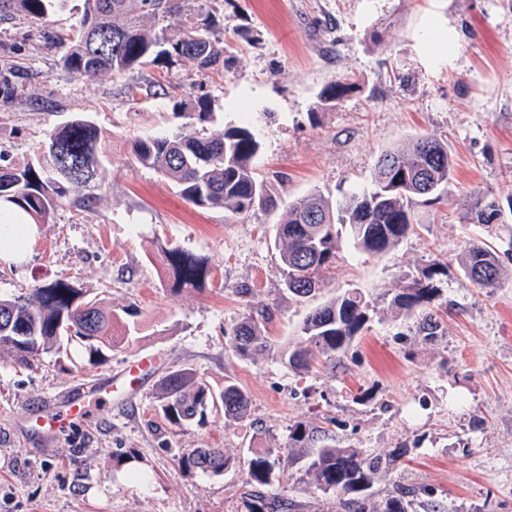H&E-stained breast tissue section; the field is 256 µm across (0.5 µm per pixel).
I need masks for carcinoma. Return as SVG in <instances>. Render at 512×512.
<instances>
[{
  "label": "carcinoma",
  "instance_id": "cac0c4a2",
  "mask_svg": "<svg viewBox=\"0 0 512 512\" xmlns=\"http://www.w3.org/2000/svg\"><path fill=\"white\" fill-rule=\"evenodd\" d=\"M22 12L43 19L51 0H17ZM180 16L177 31L167 33L144 23ZM49 44L66 47L62 72L90 75L102 69L126 72L147 59L187 57L202 71L224 66V37L213 25L211 0H84L78 28L48 36ZM355 84L338 77L321 93L326 108L349 93ZM108 135L96 125L73 119L51 130L37 154L0 165V202L23 210L35 224H47L57 207L69 205L80 214H93L102 198L104 170L100 158L107 151ZM260 142L247 127H231L208 134L187 125L173 135L147 138L133 145L135 164L156 170L171 181L183 198L197 207L224 208L246 213L274 205L264 183L257 180L253 160ZM453 161L448 143L423 136L401 149L382 154L372 174L373 188L332 202L314 192L288 203L277 225L276 239L286 290L298 301L314 299L324 289V273L339 257L342 233L353 247L379 255L406 237L413 224L410 206L416 199L439 201L448 196ZM501 215L495 202L477 198L468 205L470 224H491ZM164 276L174 288L202 289L212 274L209 261L178 245L162 250ZM459 267L476 287L494 288L501 275V260L486 244L470 246ZM440 265L433 263L391 299L398 312L421 315V331L437 335V315L424 307L442 296ZM369 301L352 288L316 307L301 327L302 342L279 357L289 368L308 370L321 360L333 361L357 336L367 319ZM119 316L65 280L32 288L25 296H0V353L19 365L30 366L43 354L60 350L63 339L77 338L90 354L113 350L124 337L112 327ZM232 350L254 358L273 351L260 322L244 317L230 332ZM157 401L166 419L176 425L202 421L209 410L221 408L224 417L242 419L250 400L239 386L224 382L214 389L192 368L165 375ZM288 447L309 457L306 475L324 494H332L345 512H407L405 494L372 500L365 492L379 473L396 463L394 457H363L355 448L321 443L304 425L289 430ZM275 448H256L247 461L248 478L271 483ZM186 469L225 471L236 462L219 448H194L180 458Z\"/></svg>",
  "mask_w": 512,
  "mask_h": 512
}]
</instances>
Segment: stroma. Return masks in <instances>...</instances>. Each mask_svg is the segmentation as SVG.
<instances>
[{
	"instance_id": "35a3bbf8",
	"label": "stroma",
	"mask_w": 512,
	"mask_h": 512,
	"mask_svg": "<svg viewBox=\"0 0 512 512\" xmlns=\"http://www.w3.org/2000/svg\"><path fill=\"white\" fill-rule=\"evenodd\" d=\"M227 49L223 69L163 58L134 71L65 75L49 31H69L82 0H53L47 19L0 0V67L16 78L0 100V155L34 156L46 134L82 118L111 137L108 188L96 213L59 207L25 263L0 264V293H27L63 279L104 306H134L136 326L105 358L69 344L33 367L0 358V512H248L256 497L277 512H344L305 474L289 447L297 423L321 440L367 454L399 453L369 490L372 499L410 490L411 512H512V0H215ZM460 34L450 61L423 54L430 20ZM357 90L323 107L336 77ZM207 101L208 115L185 113ZM249 123L261 142L254 166L278 206L244 215L188 203L156 171L134 165L135 139L164 137L188 123L207 132ZM429 134L454 162L443 202L413 204L414 230L371 256L343 243L323 299L350 288L371 301L368 321L331 364L309 372L278 357L295 346L311 305L288 295L277 224L288 202L319 191L331 199L366 190L378 156ZM506 215L463 223L478 196ZM486 242L501 253L497 287L462 274L460 254ZM175 244L207 257L214 278L201 290L169 288L160 250ZM443 266L447 312L434 339L418 315L394 313L395 290ZM263 322L273 354L243 358L229 343L245 316ZM151 355L138 397L120 378ZM190 367L214 388L233 381L250 398L244 419L209 412L174 425L157 407L160 379ZM112 395L81 418L58 398ZM279 448L276 481L250 484L252 448ZM191 448H220L236 468L181 467Z\"/></svg>"
}]
</instances>
